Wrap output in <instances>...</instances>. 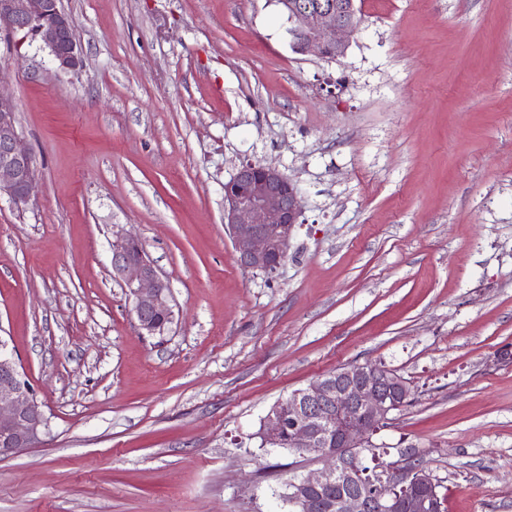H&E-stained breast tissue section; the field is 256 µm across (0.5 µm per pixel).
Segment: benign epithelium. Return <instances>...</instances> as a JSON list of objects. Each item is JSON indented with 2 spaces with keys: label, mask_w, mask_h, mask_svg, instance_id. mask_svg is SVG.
Segmentation results:
<instances>
[{
  "label": "benign epithelium",
  "mask_w": 512,
  "mask_h": 512,
  "mask_svg": "<svg viewBox=\"0 0 512 512\" xmlns=\"http://www.w3.org/2000/svg\"><path fill=\"white\" fill-rule=\"evenodd\" d=\"M287 15L292 48L316 50L334 58L347 48L358 29L355 0H277ZM0 33L23 35L40 42L61 71L83 67L70 16L59 0H0ZM14 99L0 93V198L16 208L37 195L35 159L24 146ZM302 212L298 187L272 166L242 164L224 186V224L239 265L250 271H274L288 257V246ZM113 275L121 278L132 299L138 327L149 336L161 335L172 320L170 288L128 234L110 243ZM0 341V460L41 445L49 435L50 419L34 388ZM406 381L396 371L377 364H353L336 369L293 391L288 403L278 402L262 420L266 442L288 438V447L305 464L322 468L289 479V500L296 512H431L436 508L439 481L414 448L399 450L395 460L381 464L384 478L369 492L341 496L322 503L316 493L342 479L359 475L357 463L371 436L409 397ZM341 427L336 447L321 438L336 421Z\"/></svg>",
  "instance_id": "obj_1"
}]
</instances>
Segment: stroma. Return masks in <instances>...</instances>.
Returning <instances> with one entry per match:
<instances>
[{
    "mask_svg": "<svg viewBox=\"0 0 512 512\" xmlns=\"http://www.w3.org/2000/svg\"><path fill=\"white\" fill-rule=\"evenodd\" d=\"M83 66L0 34L36 160L0 200V340L50 418L0 461V512H288L269 409L351 364L411 402L371 438L418 449L445 512H512V0H357L344 55L292 49L276 0H60ZM297 184L276 271L224 230L242 163ZM171 291L139 330L109 242Z\"/></svg>",
    "mask_w": 512,
    "mask_h": 512,
    "instance_id": "stroma-1",
    "label": "stroma"
}]
</instances>
